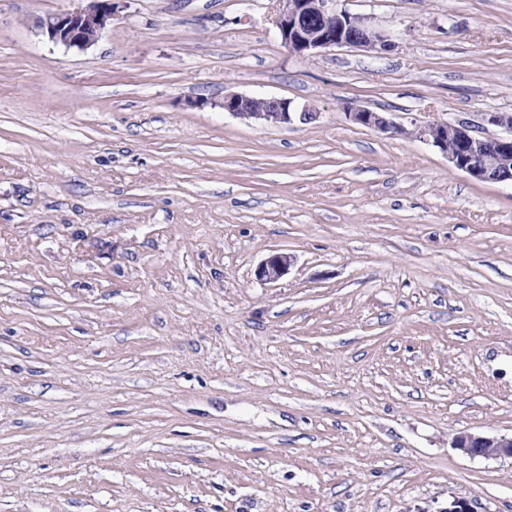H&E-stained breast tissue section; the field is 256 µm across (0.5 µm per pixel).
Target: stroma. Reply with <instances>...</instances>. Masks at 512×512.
<instances>
[{"label":"stroma","mask_w":512,"mask_h":512,"mask_svg":"<svg viewBox=\"0 0 512 512\" xmlns=\"http://www.w3.org/2000/svg\"><path fill=\"white\" fill-rule=\"evenodd\" d=\"M0 0V512H512V183L405 126L512 113V0H120L84 50ZM317 112L260 126L226 94ZM293 264L264 285L271 252ZM274 17L282 46L290 53L312 56L336 46L381 53L392 48L388 35L369 17L342 8L341 0H276ZM452 447L472 459L512 458V435L462 432L453 437Z\"/></svg>","instance_id":"obj_1"}]
</instances>
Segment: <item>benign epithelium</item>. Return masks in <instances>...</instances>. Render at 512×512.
Listing matches in <instances>:
<instances>
[{
    "label": "benign epithelium",
    "mask_w": 512,
    "mask_h": 512,
    "mask_svg": "<svg viewBox=\"0 0 512 512\" xmlns=\"http://www.w3.org/2000/svg\"><path fill=\"white\" fill-rule=\"evenodd\" d=\"M274 17L282 46L290 53L312 56L328 48L351 46L380 53L392 48L388 35L378 30L371 19L350 13L341 0H276ZM116 0H85L72 10L49 14L37 21L42 35L55 44L84 50L112 32ZM224 111L264 125L308 123L317 113L297 110L291 102L277 98L224 96ZM348 119L378 133L414 136L443 152L455 169L483 181L512 182V114L488 113L483 121L503 128L504 136H484L472 129L469 121H434L409 129L387 112L347 107ZM293 262L286 252H273L255 270L264 283L277 282ZM452 447L472 459L512 458V435L462 432L453 437Z\"/></svg>",
    "instance_id": "7a95c632"
}]
</instances>
